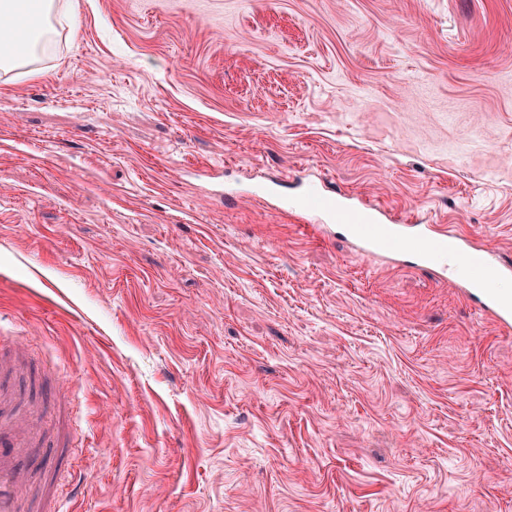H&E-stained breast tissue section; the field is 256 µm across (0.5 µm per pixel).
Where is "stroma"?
Segmentation results:
<instances>
[{"label":"stroma","mask_w":512,"mask_h":512,"mask_svg":"<svg viewBox=\"0 0 512 512\" xmlns=\"http://www.w3.org/2000/svg\"><path fill=\"white\" fill-rule=\"evenodd\" d=\"M0 78V332L60 512H512V327L308 181L512 257V0H72Z\"/></svg>","instance_id":"35a3bbf8"}]
</instances>
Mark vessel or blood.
<instances>
[{
    "mask_svg": "<svg viewBox=\"0 0 512 512\" xmlns=\"http://www.w3.org/2000/svg\"><path fill=\"white\" fill-rule=\"evenodd\" d=\"M379 207L366 203V222L348 225L347 231L359 251L367 256L389 253L414 268L430 270L455 279L466 299L504 327L512 326V295L503 296L500 282L512 279V260L490 251L467 246L453 227L412 220L403 224L382 222ZM44 445L40 436L19 430L13 420L7 394L0 393V512H21L25 487L21 463ZM34 482L42 493L41 512H54L56 491L49 471Z\"/></svg>",
    "mask_w": 512,
    "mask_h": 512,
    "instance_id": "1",
    "label": "vessel or blood"
}]
</instances>
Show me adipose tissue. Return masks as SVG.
<instances>
[{
    "label": "adipose tissue",
    "mask_w": 512,
    "mask_h": 512,
    "mask_svg": "<svg viewBox=\"0 0 512 512\" xmlns=\"http://www.w3.org/2000/svg\"><path fill=\"white\" fill-rule=\"evenodd\" d=\"M65 9L64 0H0V16L17 21L13 27L0 26V73H36L55 42L56 20Z\"/></svg>",
    "instance_id": "ef3b65f1"
}]
</instances>
